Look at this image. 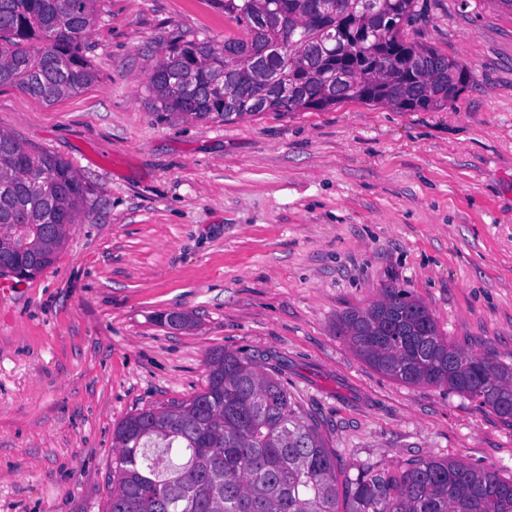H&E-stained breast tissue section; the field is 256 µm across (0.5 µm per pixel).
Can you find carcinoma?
Wrapping results in <instances>:
<instances>
[{
    "mask_svg": "<svg viewBox=\"0 0 512 512\" xmlns=\"http://www.w3.org/2000/svg\"><path fill=\"white\" fill-rule=\"evenodd\" d=\"M98 0H0V85L19 83L52 104L92 85L81 53ZM245 39L166 48L150 75L165 109L186 119L324 110L346 101L433 110L457 100L466 66L406 40L418 0H223ZM285 41L286 54L260 58ZM86 188L67 162L0 131V221L31 226L16 262L39 273L75 224ZM336 334L381 374L432 385L491 409L512 425V364L466 352L420 301L387 288L336 319ZM205 387L143 410L115 430L107 512H512V480L454 459H417L399 470L362 469L337 489L336 453L316 419L277 377L222 348L206 357Z\"/></svg>",
    "mask_w": 512,
    "mask_h": 512,
    "instance_id": "1",
    "label": "carcinoma"
}]
</instances>
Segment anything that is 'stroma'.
I'll use <instances>...</instances> for the list:
<instances>
[{
    "label": "stroma",
    "instance_id": "1",
    "mask_svg": "<svg viewBox=\"0 0 512 512\" xmlns=\"http://www.w3.org/2000/svg\"><path fill=\"white\" fill-rule=\"evenodd\" d=\"M425 2L407 39L471 73L436 110H166L149 77L167 44L245 37L221 0H98L94 84L51 104L0 86V130L87 188L54 264L0 288V512H106L117 426L201 391L216 347L282 361L342 475L434 458L512 478L493 411L382 375L333 330L403 288L512 363V12Z\"/></svg>",
    "mask_w": 512,
    "mask_h": 512
}]
</instances>
